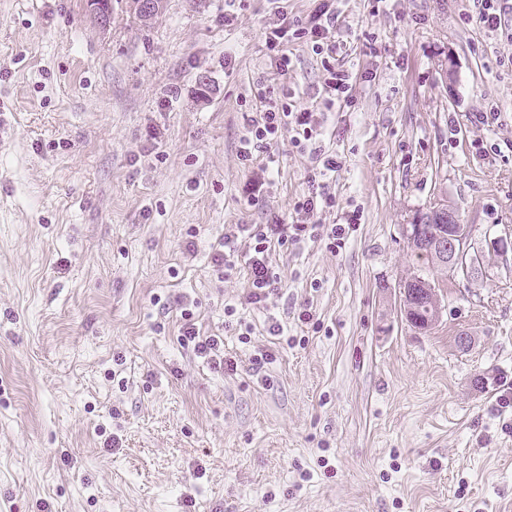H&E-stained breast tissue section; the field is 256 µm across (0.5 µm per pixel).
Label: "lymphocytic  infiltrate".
<instances>
[{
  "instance_id": "1",
  "label": "lymphocytic infiltrate",
  "mask_w": 512,
  "mask_h": 512,
  "mask_svg": "<svg viewBox=\"0 0 512 512\" xmlns=\"http://www.w3.org/2000/svg\"><path fill=\"white\" fill-rule=\"evenodd\" d=\"M297 42L310 46L320 58L324 70L323 92L327 101L348 98L351 85L348 73L336 66V52L340 43L336 39V9L334 0H319L307 18H291L279 14L264 30V45L271 61L280 74H287L292 60L285 47ZM318 118L309 109L296 108L287 99L265 98L264 108L258 115L250 117L245 135L240 140L238 158L242 165H250L257 153L266 152L277 140L283 129L294 133L296 147H305L317 140ZM340 161L333 156H324L321 166L313 174L319 183L312 192L299 198L294 206V217L288 224H237L224 234V240L212 256L213 269L219 277H230L235 257H242L248 278V304L264 308L278 293L281 276L270 260L272 247H297L308 241L324 242L328 251L341 248L346 227L342 224H320L316 217L322 211L335 207L336 197L329 192L322 178L337 171ZM183 323L180 328V342L192 348L197 357L208 360L213 367L236 372L238 364L226 358L224 340L219 336L201 335L197 317L191 308L181 311Z\"/></svg>"
}]
</instances>
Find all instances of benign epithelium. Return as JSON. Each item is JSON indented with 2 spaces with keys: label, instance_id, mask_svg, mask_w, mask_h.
<instances>
[{
  "label": "benign epithelium",
  "instance_id": "1",
  "mask_svg": "<svg viewBox=\"0 0 512 512\" xmlns=\"http://www.w3.org/2000/svg\"><path fill=\"white\" fill-rule=\"evenodd\" d=\"M92 20L101 28L109 26L111 20V5L106 0H86ZM166 0H130L129 7L138 20L151 24L165 8ZM406 238L410 245L419 251L435 254L444 268L448 278L472 280L482 272L476 263L465 262V257L472 253L475 226L459 221L455 211L439 205L421 214L415 223L405 225ZM484 238L494 250L505 255L512 251L511 236H491V230L484 232ZM400 309L413 307L417 312L433 311V318H440L442 312L437 289L427 288L424 292L399 289Z\"/></svg>",
  "mask_w": 512,
  "mask_h": 512
}]
</instances>
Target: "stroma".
Returning a JSON list of instances; mask_svg holds the SVG:
<instances>
[{"label": "stroma", "instance_id": "stroma-1", "mask_svg": "<svg viewBox=\"0 0 512 512\" xmlns=\"http://www.w3.org/2000/svg\"><path fill=\"white\" fill-rule=\"evenodd\" d=\"M279 6L315 2L167 0L145 26L112 0L102 30L86 0H0V512H512V258L482 235L512 229V12L491 32L476 0H336L353 101L329 107L310 47L289 45L288 76L270 63ZM259 86L318 112L343 162L318 219L358 222L334 253L272 250L281 290L245 309L243 344L224 306L246 272L218 279L212 249L288 220L314 165L288 131L274 164H240ZM439 202L481 229L473 281L407 243ZM422 269L426 332L397 293ZM186 300L236 374L180 343Z\"/></svg>", "mask_w": 512, "mask_h": 512}]
</instances>
